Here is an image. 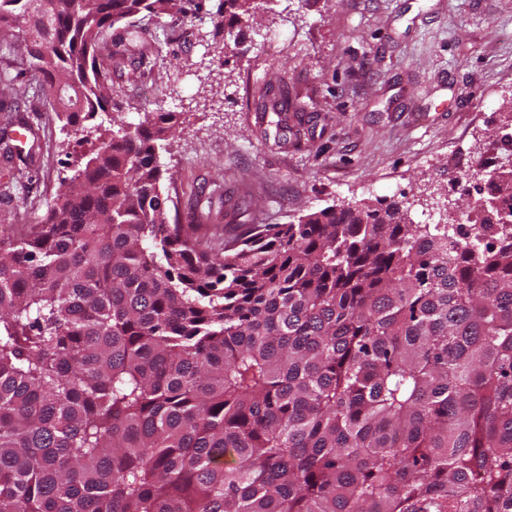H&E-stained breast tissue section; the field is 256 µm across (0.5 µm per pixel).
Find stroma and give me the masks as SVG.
Listing matches in <instances>:
<instances>
[{
  "mask_svg": "<svg viewBox=\"0 0 512 512\" xmlns=\"http://www.w3.org/2000/svg\"><path fill=\"white\" fill-rule=\"evenodd\" d=\"M237 42L213 41L221 0L193 17L139 16V41L98 60L112 112L174 113L160 152L168 220L228 245L244 224H287L340 203L403 204L416 224L446 222L497 168L496 131L512 96V0H257ZM292 106L283 127L258 108L266 87ZM32 157L26 179L0 155V230L43 223L62 179L93 143L63 129L41 91L0 83V130Z\"/></svg>",
  "mask_w": 512,
  "mask_h": 512,
  "instance_id": "1",
  "label": "stroma"
}]
</instances>
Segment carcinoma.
I'll list each match as a JSON object with an SVG mask.
<instances>
[{"label":"carcinoma","instance_id":"obj_1","mask_svg":"<svg viewBox=\"0 0 512 512\" xmlns=\"http://www.w3.org/2000/svg\"><path fill=\"white\" fill-rule=\"evenodd\" d=\"M201 8L0 0V39L27 23L80 136L112 103L103 31ZM173 120L116 113L48 220L0 237V512H512V248L485 242L512 214L469 205L464 241L342 203L208 252L168 223Z\"/></svg>","mask_w":512,"mask_h":512}]
</instances>
